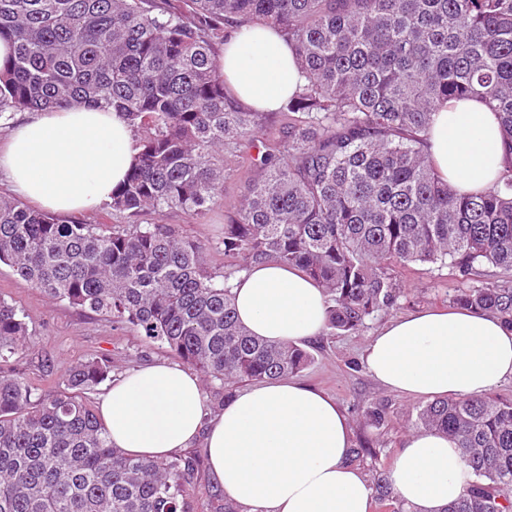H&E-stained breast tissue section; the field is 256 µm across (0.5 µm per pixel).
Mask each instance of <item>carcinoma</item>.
Segmentation results:
<instances>
[{"label":"carcinoma","mask_w":512,"mask_h":512,"mask_svg":"<svg viewBox=\"0 0 512 512\" xmlns=\"http://www.w3.org/2000/svg\"><path fill=\"white\" fill-rule=\"evenodd\" d=\"M280 29L306 84L288 123L260 137L265 113L241 105L219 72L229 29ZM0 122L16 111L110 107L138 150L112 211L198 214L223 196L228 166L260 172L224 219V271L205 245L165 224L61 221L0 197V263L52 300L134 327L206 380L294 374L311 362L236 318L232 277L275 261L323 289L327 325L354 333L394 306V269L439 264L452 303L512 327V285L469 284L488 265L512 273V0H0ZM475 97L495 112L503 170L459 194L424 151L432 114ZM29 348L0 301V363ZM107 360L70 366L38 393L0 370V512H195L194 457L147 459L112 446L85 394ZM415 425L457 443L473 476L443 512H512V401L437 398ZM374 502L407 512L390 485Z\"/></svg>","instance_id":"carcinoma-1"}]
</instances>
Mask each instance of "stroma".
I'll return each instance as SVG.
<instances>
[{
  "instance_id": "stroma-1",
  "label": "stroma",
  "mask_w": 512,
  "mask_h": 512,
  "mask_svg": "<svg viewBox=\"0 0 512 512\" xmlns=\"http://www.w3.org/2000/svg\"><path fill=\"white\" fill-rule=\"evenodd\" d=\"M257 170L246 166L228 171L224 196L216 205L191 215L179 209L147 212L139 216L142 224H167L181 236L205 243L204 264L220 272L224 269V216L234 211L248 181L257 178ZM403 292L395 306L369 319L358 333L343 335L327 329L303 348L312 357L311 364L296 373L297 381L333 397L352 428L353 444L363 442L375 449L376 459L359 465L368 481L389 474L404 438L411 434L416 416V401L383 389L367 372L362 350L368 336L401 315L432 307H450L457 280L448 268L432 264L412 265L396 271ZM0 300L17 308L25 321L34 348L27 355L12 358L6 368L28 378L40 391L56 389L66 367L90 358H103L112 366V379L131 370L177 357L160 342L132 328H117L103 317L84 313L64 301L48 299L0 264ZM382 403L388 418L382 427L365 419L366 409Z\"/></svg>"
}]
</instances>
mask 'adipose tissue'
<instances>
[{
    "label": "adipose tissue",
    "mask_w": 512,
    "mask_h": 512,
    "mask_svg": "<svg viewBox=\"0 0 512 512\" xmlns=\"http://www.w3.org/2000/svg\"><path fill=\"white\" fill-rule=\"evenodd\" d=\"M218 65L235 98L264 112L280 110L304 82L268 25L231 32ZM427 150L444 182L462 194L484 192L501 169L498 117L476 98L448 101L432 116ZM135 154L115 110L23 112L0 144V173L23 200L77 214L111 200ZM232 294L240 322L268 342L298 344L325 327L322 289L298 268L252 265L233 280ZM364 362L375 381L410 400L481 397L512 379V329L487 312L418 311L369 337ZM96 407L113 446L135 457L165 458L205 437L214 480L246 512H369L372 488L347 462L348 418L296 381L236 391L209 421L198 376L162 362L115 381ZM389 479L410 512H443L469 483L456 443L437 431L407 436Z\"/></svg>",
    "instance_id": "ef3b65f1"
}]
</instances>
